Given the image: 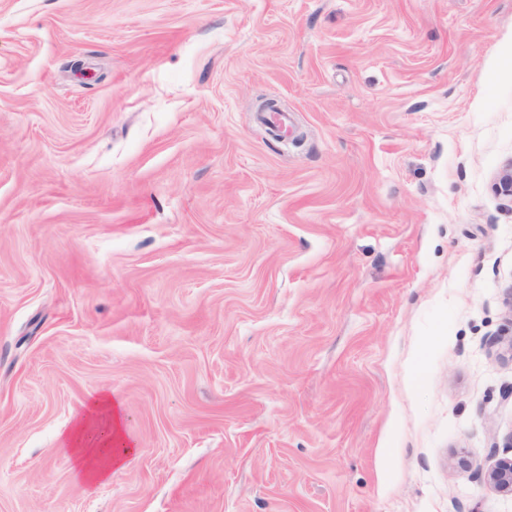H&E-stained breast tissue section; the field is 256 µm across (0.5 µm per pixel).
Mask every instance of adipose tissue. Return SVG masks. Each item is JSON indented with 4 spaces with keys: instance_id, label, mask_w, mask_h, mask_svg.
<instances>
[{
    "instance_id": "obj_1",
    "label": "adipose tissue",
    "mask_w": 512,
    "mask_h": 512,
    "mask_svg": "<svg viewBox=\"0 0 512 512\" xmlns=\"http://www.w3.org/2000/svg\"><path fill=\"white\" fill-rule=\"evenodd\" d=\"M78 479L90 486L107 482L136 452L123 431L121 405L111 394H93L62 437Z\"/></svg>"
}]
</instances>
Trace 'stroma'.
Here are the masks:
<instances>
[{
	"mask_svg": "<svg viewBox=\"0 0 512 512\" xmlns=\"http://www.w3.org/2000/svg\"><path fill=\"white\" fill-rule=\"evenodd\" d=\"M511 161L512 0H0V512H512ZM75 476L88 486L107 482L135 453L123 431L121 405L112 394H93L62 437ZM468 468L489 487L512 493V460H498L493 464L470 463Z\"/></svg>",
	"mask_w": 512,
	"mask_h": 512,
	"instance_id": "1",
	"label": "stroma"
}]
</instances>
